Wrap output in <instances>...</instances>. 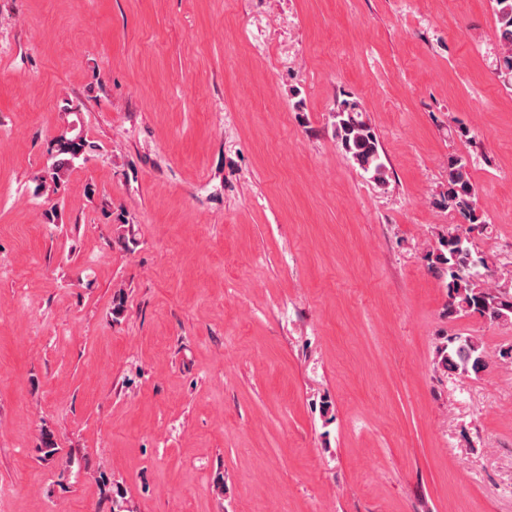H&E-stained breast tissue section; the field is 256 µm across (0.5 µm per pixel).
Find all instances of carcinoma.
Returning a JSON list of instances; mask_svg holds the SVG:
<instances>
[{"label":"carcinoma","instance_id":"cac0c4a2","mask_svg":"<svg viewBox=\"0 0 512 512\" xmlns=\"http://www.w3.org/2000/svg\"><path fill=\"white\" fill-rule=\"evenodd\" d=\"M497 22V36L502 48L500 75L512 82V0H492ZM334 130L339 147L379 187L388 184L389 170L381 160L377 136L356 99L342 100L334 115ZM92 145L76 134L61 135L53 142L50 163L37 177L39 190L58 192L75 159ZM448 188L444 199L448 211L460 216L462 223L446 235L438 236V245L429 252V268L444 280L448 288V314L477 313L491 321L512 325V271L488 279L479 268L495 265L488 256H474L470 234L486 225L478 204L476 188L467 161L448 157ZM441 367L460 374H479L488 365V356L478 336H452L439 351Z\"/></svg>","mask_w":512,"mask_h":512}]
</instances>
